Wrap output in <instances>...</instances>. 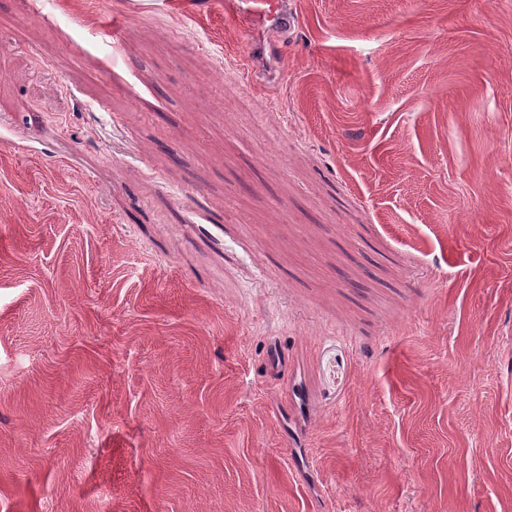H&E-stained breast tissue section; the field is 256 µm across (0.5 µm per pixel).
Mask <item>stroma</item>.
Here are the masks:
<instances>
[{"instance_id":"35a3bbf8","label":"stroma","mask_w":512,"mask_h":512,"mask_svg":"<svg viewBox=\"0 0 512 512\" xmlns=\"http://www.w3.org/2000/svg\"><path fill=\"white\" fill-rule=\"evenodd\" d=\"M35 2L0 512H512V0ZM245 4L246 7H242ZM240 9L241 7L258 20V31L266 36L256 39L250 32H246L249 44L253 50L259 49L265 51L266 47L270 52L277 48L274 35L278 32L288 29V32L294 26V20L288 13L285 0H225L224 10L230 8Z\"/></svg>"}]
</instances>
